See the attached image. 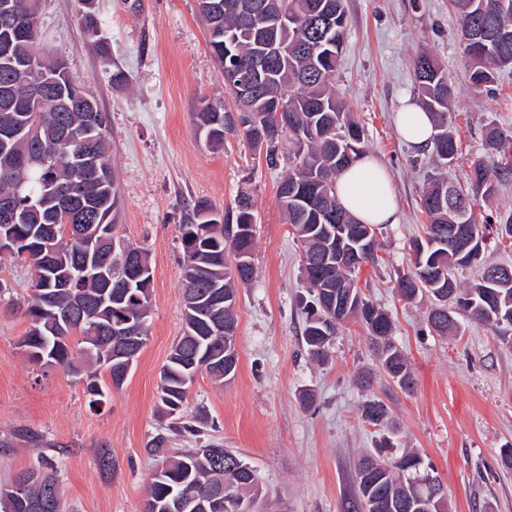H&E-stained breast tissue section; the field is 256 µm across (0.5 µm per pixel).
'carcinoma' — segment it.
<instances>
[{
	"label": "carcinoma",
	"mask_w": 512,
	"mask_h": 512,
	"mask_svg": "<svg viewBox=\"0 0 512 512\" xmlns=\"http://www.w3.org/2000/svg\"><path fill=\"white\" fill-rule=\"evenodd\" d=\"M214 12L216 25L208 29L210 52L224 79L231 78L227 66L235 58L266 64L265 79L271 99L288 104L295 122L282 129L279 137L264 145L251 138L249 131L225 127L228 113L222 105L204 103L196 113L197 131L214 146L224 144V135L241 134L254 147L265 149L270 167L279 164V145L288 140L293 161L281 178L277 193L293 234L302 244L306 257L304 278L307 296L301 300L302 339L308 357L322 364L338 326L359 320L367 330L370 343L384 373L400 388L410 390L414 378L405 355L393 343V324L381 307L362 297L356 286V273L365 264L378 261L376 239L361 241L358 235L369 228L360 224L339 202L334 182L337 175L365 155L362 128L350 119L346 101L336 89L335 76L346 34L347 18L343 0H205ZM451 9L461 19L464 53L468 60L467 80L476 89L492 90L497 70L512 66V33L503 35L497 28L501 20L512 21V0H449ZM80 24L94 37L99 32V18L94 10L81 14ZM40 39L38 27L25 36L0 18V47L12 45L8 57L0 56V129H13L19 135L6 145L0 144V200L19 197L36 210L12 225L15 236L31 245L50 241L55 254L54 267L63 273L84 262L80 246L83 232L91 229L97 213H107L115 220L118 199L110 163L107 139L108 116L97 102L87 98L81 105L70 102L77 84L62 61H47L36 52ZM418 95L424 109L437 121L438 132L427 150L440 173L431 177L420 198L425 238L413 241V259L408 271L398 276L395 290L408 302L427 298L431 302L427 322L441 336L457 332L456 315L466 314L474 322L488 325L505 334L512 330V266L488 265L480 279L461 284L454 271L481 263L491 235L512 247V216L495 227L475 216L478 201L495 197L499 186L512 181V132L487 125L483 130L485 152L493 157V166L481 158L469 165L466 189L460 190L444 171L457 160V144L448 130V114L453 107L452 78L429 53L414 62ZM239 112H249L260 124L272 123L276 113L264 101L240 99L226 86ZM99 117L95 135H87L86 113ZM60 154L93 150L105 182L79 178L68 164L53 169L30 165L23 184L13 178L10 167L31 158L42 148ZM209 206L197 202L179 225L183 252L182 284H197L196 303L184 306V331L174 344L160 373V402L164 413L182 415L188 390L184 378L207 372L215 381L224 382V361L238 365L237 327L224 335H212L211 310L203 295L210 287L224 291L227 303L237 300L238 284L253 279L254 266L241 271L234 266L236 250H254V234L238 243L224 239L226 224H254L253 202L242 194L234 208L216 220L211 236L202 237L199 225ZM336 214V239L358 254L356 265L337 270L332 282L347 281L344 288L318 289L322 281L319 258L324 235V215ZM465 216L459 223L458 214ZM110 255L112 287L100 279H78L71 287H56V278L44 277V256L30 251L33 295L26 314L29 330L22 341L33 362L56 363L80 377H86L84 390L89 404L105 401L106 393L97 383V371L114 375L118 362L112 360V346L100 337L112 326V294L121 291L120 271L124 251L106 244ZM140 297L126 307L132 323L142 315V306H150L151 288L134 287ZM325 300L331 309L314 315L313 306ZM362 416L368 423L382 426L389 420L387 406L379 400L363 405ZM431 469L416 452L397 456L388 441L381 442L374 453L360 459L356 472V512H429L430 491L419 484V477ZM56 491L54 509L62 512V488L51 474H38L26 488L27 504L46 499L47 488ZM224 487L236 495L239 512H257L264 499L252 470L224 464V448L208 445L172 457L163 465L160 476L151 479L145 504L148 512H213L216 490Z\"/></svg>",
	"instance_id": "carcinoma-1"
}]
</instances>
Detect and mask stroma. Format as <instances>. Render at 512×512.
Instances as JSON below:
<instances>
[{
	"label": "stroma",
	"mask_w": 512,
	"mask_h": 512,
	"mask_svg": "<svg viewBox=\"0 0 512 512\" xmlns=\"http://www.w3.org/2000/svg\"><path fill=\"white\" fill-rule=\"evenodd\" d=\"M348 31L336 73L366 153L388 170L398 221L377 228L380 262L358 274L365 296L387 309L396 343L415 386L399 388L378 368L359 324L348 323L324 365L312 363L301 337L298 300L306 288L303 249L277 198L284 167L268 168L244 138L213 149L195 124L201 100L231 104L208 47L197 0H96L99 40L79 27L80 0H38L39 53L63 60L72 79L109 117L112 173L119 197L115 236L145 251L154 281L149 338L126 382L101 408L61 366L30 361L21 341L32 294L27 261L0 256V483L37 465L52 466L63 485V512H143L147 487L165 457L213 442L253 470L272 512H352L358 458L390 437L396 452L418 450L443 481L447 512H512V339L460 317L457 337L426 326L427 302L399 300L414 239L423 237L420 196L434 171L428 154L399 135L403 98L417 99L414 60L438 58L454 81L451 127L458 155L449 177L464 184L470 162L485 154L482 131L512 130V67L492 91L466 79L459 19L448 0H345ZM122 69L128 86L113 85ZM254 202L255 280L238 291L237 374L215 383L199 374L182 417L160 410L159 373L183 323L179 226L199 201L225 211L240 193ZM373 374L370 387L356 375ZM382 401L391 423L362 418L368 400ZM190 422L197 435H175ZM170 435L150 455L149 438ZM112 457L100 463L101 450Z\"/></svg>",
	"instance_id": "1"
}]
</instances>
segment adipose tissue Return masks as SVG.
I'll return each mask as SVG.
<instances>
[{
    "label": "adipose tissue",
    "instance_id": "ef3b65f1",
    "mask_svg": "<svg viewBox=\"0 0 512 512\" xmlns=\"http://www.w3.org/2000/svg\"><path fill=\"white\" fill-rule=\"evenodd\" d=\"M397 130L409 147L420 150L429 145L434 132L430 114L412 102H405L396 117ZM336 196L361 223L393 224L397 202L388 170L370 157H363L340 173Z\"/></svg>",
    "mask_w": 512,
    "mask_h": 512
}]
</instances>
